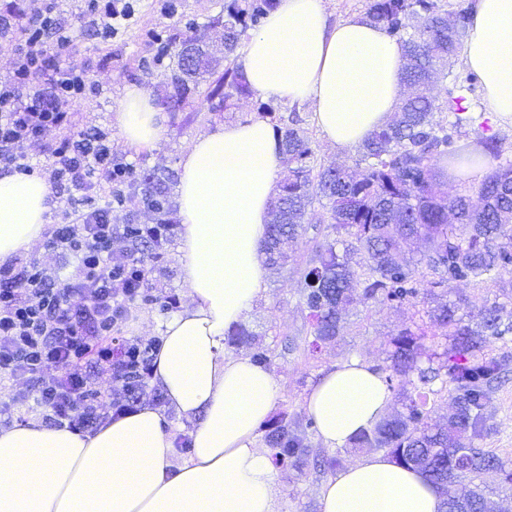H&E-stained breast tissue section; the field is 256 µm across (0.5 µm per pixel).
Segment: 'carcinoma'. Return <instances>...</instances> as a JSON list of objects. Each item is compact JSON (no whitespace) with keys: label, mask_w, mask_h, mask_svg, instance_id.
<instances>
[{"label":"carcinoma","mask_w":512,"mask_h":512,"mask_svg":"<svg viewBox=\"0 0 512 512\" xmlns=\"http://www.w3.org/2000/svg\"><path fill=\"white\" fill-rule=\"evenodd\" d=\"M276 0H230L224 8V74L205 94L209 108L230 109L235 97L254 95L242 65L231 60L248 32L258 28ZM365 17L383 28L401 47L403 82L411 89L392 120L372 132L358 148L355 169L317 161L296 120L282 122L280 105L255 102L256 111L274 124L287 174L272 201L274 221L262 251L271 266L288 262V245L307 233L305 217L315 202L325 210L330 232L313 251L299 281L300 302L308 310L313 335L332 341L343 335L341 313L352 302L384 305L416 300L436 303L427 311L438 352L410 326L393 338L387 369L402 383L403 411L385 416L360 433L353 445L378 448L402 465L421 472L446 489L444 512H490L488 494L512 490V467L474 445L487 421L493 383L508 357L492 358L486 349L512 333V312L494 301L474 311L450 300L460 281L497 284L512 272V161L493 168L468 193L445 192L441 161L458 156L455 133L476 122L468 95L476 77L453 74L452 64L467 33L468 11H448L439 0H370ZM197 46L188 64L183 48ZM171 55L170 81L185 91L212 75L220 60L194 35ZM451 83L446 97L434 94L438 82ZM450 113L454 120L442 117ZM477 145L490 157L503 155L500 139L482 135ZM171 176L153 172L141 180V200L159 216L170 212ZM441 388H434L435 384ZM453 386L452 413L442 424L429 423L430 397ZM276 459L297 467L310 448L288 420H277L266 434Z\"/></svg>","instance_id":"1"}]
</instances>
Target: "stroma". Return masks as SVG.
<instances>
[{
  "label": "stroma",
  "instance_id": "1",
  "mask_svg": "<svg viewBox=\"0 0 512 512\" xmlns=\"http://www.w3.org/2000/svg\"><path fill=\"white\" fill-rule=\"evenodd\" d=\"M134 14L109 40L100 39L81 15V0H59L60 22L71 39L67 45L51 47L50 53L62 66L84 72L92 94L74 107L76 130H102L112 145L114 161L134 164V179L143 173L177 170L185 147L198 135L214 130L223 122L256 117L254 98H245L231 111L209 110L203 94L190 90L178 94L171 86L167 66L152 64L154 36L181 41L197 34L214 49L224 47V29L212 25L214 16L223 13L225 0H131ZM141 85L156 101L162 102L159 114L160 137L149 150L126 145L117 125L123 87ZM312 248L310 236L294 244L287 266L267 270L266 288L247 312L243 323L253 332L250 343L225 344L226 354L267 356L266 368L280 385L276 412L287 413L298 422L307 444L318 458L338 460L347 465L360 456L352 447L332 449L318 439L313 421L304 409V399L318 379L334 365L359 358L385 370L391 340L408 322L415 308L412 303H356L345 314L349 328L341 340L315 344L307 325L306 312L299 303V271ZM182 254L178 241H171L164 256L153 263L149 276L153 299L133 312L129 333L144 339L160 337L170 311L161 309L166 296H175L179 306L188 297L180 279ZM487 432L480 447L512 462V379L493 390L487 406ZM281 484L279 512H318V494L331 469L306 467L296 470L288 462L275 465Z\"/></svg>",
  "mask_w": 512,
  "mask_h": 512
}]
</instances>
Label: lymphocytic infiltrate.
<instances>
[{"instance_id":"lymphocytic-infiltrate-1","label":"lymphocytic infiltrate","mask_w":512,"mask_h":512,"mask_svg":"<svg viewBox=\"0 0 512 512\" xmlns=\"http://www.w3.org/2000/svg\"><path fill=\"white\" fill-rule=\"evenodd\" d=\"M84 2L88 24L105 39L133 9L130 0ZM68 41L56 0H37L15 48L13 74L0 81L1 164L30 171L24 145L61 133L48 172L63 198L62 220L47 233L46 246L70 267L62 276L33 258L0 264V376L26 381L11 405L34 402L49 427L91 433L107 417L137 411L149 387L159 343L124 336L123 329L137 301L151 297L149 268L136 247L163 249L174 227L114 223L115 209L126 205L121 187L132 168L113 161L104 133L73 132L70 109L87 95L86 76L47 56L49 43ZM105 184L113 186V200L101 204L96 197ZM73 189L81 198L70 197ZM95 374L104 377L105 389L93 388ZM106 391L112 401L105 413Z\"/></svg>"}]
</instances>
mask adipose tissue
Returning <instances> with one entry per match:
<instances>
[{"label":"adipose tissue","mask_w":512,"mask_h":512,"mask_svg":"<svg viewBox=\"0 0 512 512\" xmlns=\"http://www.w3.org/2000/svg\"><path fill=\"white\" fill-rule=\"evenodd\" d=\"M257 96L307 105L323 140L360 145L386 125L404 93L400 46L353 16L330 23L325 0H280L240 55ZM462 63L484 105L512 132V0H477ZM159 111L142 87L123 89L127 145L154 146ZM279 139L266 119L222 123L179 161L181 279L190 302L164 324L153 382L190 424L192 450L176 459L163 409H141L81 436L32 421L0 428V512H277L280 485L258 430L280 387L263 365L224 353V336L265 288L260 245L277 188ZM53 206L40 176L0 174V262L40 240ZM391 393L372 365L333 367L304 401L318 438L351 444L388 413ZM423 474L383 452L331 476L319 512H442Z\"/></svg>","instance_id":"1"}]
</instances>
